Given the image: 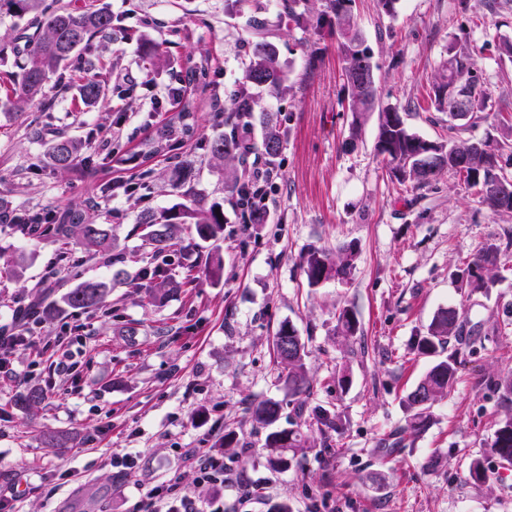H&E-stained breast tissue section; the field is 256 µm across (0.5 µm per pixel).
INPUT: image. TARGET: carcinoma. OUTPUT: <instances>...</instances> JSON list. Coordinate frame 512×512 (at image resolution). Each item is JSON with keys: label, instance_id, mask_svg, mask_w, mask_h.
Wrapping results in <instances>:
<instances>
[{"label": "carcinoma", "instance_id": "1", "mask_svg": "<svg viewBox=\"0 0 512 512\" xmlns=\"http://www.w3.org/2000/svg\"><path fill=\"white\" fill-rule=\"evenodd\" d=\"M353 0H326L324 10L317 13L311 0H280L276 19L284 17L297 26L311 28L317 37L323 36L324 27L336 35L337 49L343 62L342 76L348 110L354 114V124H359L363 114L378 111L379 123L376 148L400 180L409 179L418 185H426L446 171L467 187L478 190L484 203L496 212H512V177L504 173L499 164V149L488 138L459 143H433L412 133L398 109L379 104L375 81L373 57L358 22L352 13ZM10 19V39L0 38V58L11 54L16 71L11 75V87L0 98V107L22 115L32 107L45 111L50 105L46 92L51 82L62 77L66 70L82 75L79 87L81 102L90 106L106 94V84L95 74L91 59L93 45L98 38H110L118 30L114 17L101 0H85L73 7L60 0L49 4L47 0H0V24ZM274 21L256 7L246 17L244 38L248 64L242 77L224 93L233 97L236 108L226 112L219 105V96L213 95L211 107L214 125L224 127L205 145L213 159L224 163V191L235 199L247 197L245 161L251 151L245 149L247 132L254 121L261 128L260 150L267 160L274 159L282 146L280 125L265 117L255 116L256 99L266 92L279 95L288 89V70L281 60L277 45L272 41ZM209 57L202 56L185 72L173 76L174 84H200L207 89L213 77ZM437 109L448 110L453 120L465 119L487 109V101L481 91V68L474 52L460 49L449 52L442 67L440 81L433 87ZM190 116L189 105H183L175 119L156 131L145 141L144 157L169 154L181 149L189 136L190 126L185 120ZM50 164L57 172H66L76 163L94 161L93 148L73 138L56 135L49 152ZM181 201L168 207L151 209L142 214L139 221L142 243L150 248L153 263L143 267L140 277L142 293L139 300L144 304L161 302L179 290L197 287V260L181 254L172 258V240L186 225L194 227L196 242L216 241L224 236V207L219 202L210 204L192 191L180 195ZM93 207H67L52 212L15 214L14 232L30 240H47L58 246V257L64 270L76 285L67 288L62 302L75 310L100 308L108 294L109 284L102 280L86 279L81 267L86 263L114 264L117 239L112 225L98 223L91 214ZM241 218L247 224H264L268 219L262 203H250L241 210ZM84 249V255L72 259L73 247ZM353 245L343 246L331 252L311 248L300 257V265L309 285L318 286L330 280L344 281L350 275L356 259ZM500 262L499 248L487 245L481 248L475 259L460 275L462 284L472 291H486L495 285ZM177 264L183 269L179 280L170 277V266ZM205 274L212 279L224 273V262L218 254L205 258ZM59 306L38 298L16 315L11 331L22 332L28 323L53 322ZM466 321L462 313L453 307L441 310L433 318L425 335L416 340V349L438 360L421 377L413 390L407 393V406L415 413L410 416L407 429L414 434L426 430L429 425L427 410L444 397L458 372L457 353L442 356L450 339L462 335ZM337 331L345 337L357 335L358 321L348 309L337 317ZM273 350L284 374L283 381L288 396L299 410H304L310 396V379L304 358L305 344L293 326L282 324L273 338ZM44 390L32 387L19 395L17 405L31 409L42 404ZM283 405L278 401L260 400L248 409L254 426L268 430L265 448L270 467L279 469L286 464V454L305 447V440L294 430L274 428L282 416ZM314 423L329 441L331 433L339 432L337 422L330 412L316 406L312 409ZM493 454L502 463L512 464V414L499 422L491 444Z\"/></svg>", "mask_w": 512, "mask_h": 512}]
</instances>
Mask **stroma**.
Masks as SVG:
<instances>
[{
	"label": "stroma",
	"mask_w": 512,
	"mask_h": 512,
	"mask_svg": "<svg viewBox=\"0 0 512 512\" xmlns=\"http://www.w3.org/2000/svg\"><path fill=\"white\" fill-rule=\"evenodd\" d=\"M126 38L100 48L108 91L83 105L78 79L64 74L50 90L42 138L30 134V116L0 112V197L16 212L53 211L96 203L111 221L126 256V274L112 278L105 265L84 275L111 282L95 312L63 308L38 325L35 341L16 347L0 372V489L17 487L15 512H132L139 490L177 481L207 512H512V476L490 450L501 418L512 412L495 387L512 373V260L486 291L460 288L456 275L476 250L512 241V213H496L475 190L443 173L428 185L400 183L376 151L378 115L355 120L343 102V80L333 40L312 41L308 31L284 21L274 41L288 65L290 92L266 96L256 112H271L283 131L273 165L266 223L243 225L224 192V169L202 150L217 130L210 94L192 88L189 137L178 158L143 159L142 141L169 118L156 111L172 73L208 55L220 84L241 78L246 55L243 21L224 13V0H106ZM353 12L377 65L381 105L396 107L407 126L436 143L491 138L501 145L512 173V133L492 116H512V0H398L395 16L377 0H355ZM166 44L163 58L154 49ZM476 48L489 118L452 121L426 107L433 82L453 46ZM91 143L105 159L93 177L82 167L60 174L48 158L56 134ZM192 177L182 183L180 166ZM151 170L150 196L113 194ZM224 205L219 251L224 275L200 278L188 293L163 304L140 302V270L151 261L135 231L143 211L167 206L186 188ZM355 243L359 253L346 281L309 286L300 255L311 247L336 250ZM54 245L15 235L0 224V268L20 267L21 277L0 276V325L36 296L57 301L61 290L38 289L54 271ZM463 312L472 347L450 342L458 353L457 378L430 410V425L405 433V395L431 367L415 337L434 316ZM350 309L359 332L344 338L336 316ZM292 324L306 346L312 377L309 405L335 414L340 432L324 451L309 413L287 405L277 379L272 339ZM137 335H126L127 327ZM75 364L59 372L62 352ZM42 387L37 408L14 401ZM284 402L280 427L299 431L305 448L274 470L267 462L265 431L255 429L251 402ZM237 445L222 447L225 432ZM135 449L131 478H119L111 459ZM224 461V484L199 485L185 466V449ZM482 459L488 478L473 482L469 465ZM261 485L248 497L240 483Z\"/></svg>",
	"instance_id": "stroma-1"
}]
</instances>
